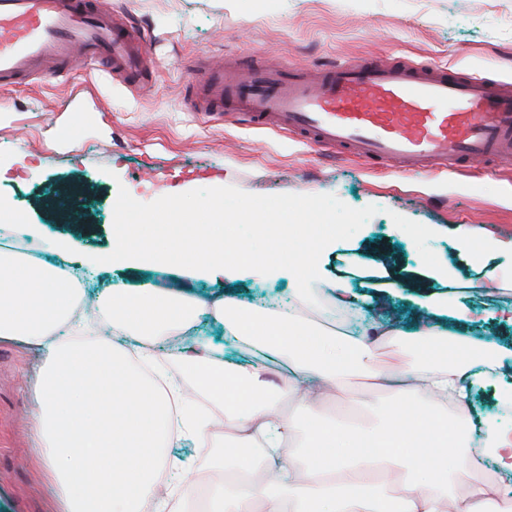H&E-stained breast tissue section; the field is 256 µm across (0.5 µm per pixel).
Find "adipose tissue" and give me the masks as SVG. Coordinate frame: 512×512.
Returning <instances> with one entry per match:
<instances>
[{
	"instance_id": "obj_1",
	"label": "adipose tissue",
	"mask_w": 512,
	"mask_h": 512,
	"mask_svg": "<svg viewBox=\"0 0 512 512\" xmlns=\"http://www.w3.org/2000/svg\"><path fill=\"white\" fill-rule=\"evenodd\" d=\"M202 307L231 342L272 352L284 385L268 388L263 363L230 362L213 342L186 338ZM300 328L290 310L272 317L183 293L116 288L89 309L73 271L0 245V344L30 358L32 463L52 512H171L174 500L216 501L222 512H512V466L476 475L478 462L512 449V420L484 415L469 431L445 415L468 411L486 345L460 346L445 364L401 359L392 385L374 358L375 342L395 335L383 322L307 341ZM181 335L156 358L157 343ZM353 378L387 389L385 427L363 436L344 421L314 425L321 451L309 457L306 414L343 399ZM228 431L242 443L231 459L218 451ZM184 445L213 449L223 482L174 479L166 451Z\"/></svg>"
}]
</instances>
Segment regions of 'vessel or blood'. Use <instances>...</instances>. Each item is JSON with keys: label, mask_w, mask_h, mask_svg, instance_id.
<instances>
[{"label": "vessel or blood", "mask_w": 512, "mask_h": 512, "mask_svg": "<svg viewBox=\"0 0 512 512\" xmlns=\"http://www.w3.org/2000/svg\"><path fill=\"white\" fill-rule=\"evenodd\" d=\"M91 59L104 71L137 73L149 50L104 0H0V87ZM198 112L237 115L258 129L283 128L323 148L405 172L458 175L512 162V86L435 64L342 60L326 67L197 72Z\"/></svg>", "instance_id": "1"}]
</instances>
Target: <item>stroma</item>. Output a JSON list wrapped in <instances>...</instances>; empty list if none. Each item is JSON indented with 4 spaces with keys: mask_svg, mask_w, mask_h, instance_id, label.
<instances>
[{
    "mask_svg": "<svg viewBox=\"0 0 512 512\" xmlns=\"http://www.w3.org/2000/svg\"><path fill=\"white\" fill-rule=\"evenodd\" d=\"M117 13L143 30L156 62L139 86L77 60L72 84L79 101L47 77L0 89V198L23 217V228H0V241L45 260L68 242L70 268L83 271L93 302L113 288L143 294L178 290L210 299L230 295L244 306L277 309L294 302L292 275L245 271L234 278L195 277L183 268L145 262L138 268L98 266L90 256L109 250L119 188L137 201L198 188L330 193L353 208L379 206L352 238L327 247L320 260L324 327L356 326L371 309L401 330L397 342L375 348L384 364L411 350L418 325L437 324L450 340L430 348L433 363L448 360L458 341L478 340L503 357L512 383V288L494 282L512 275V255L476 247L459 256L449 228L494 227L512 238V168L489 162L453 178L397 175L298 142L295 135L255 129L234 118L217 122L185 107L194 70L234 57L256 63L315 67L330 60L395 58L452 66L489 81L512 80V0H111ZM74 138H58L63 125ZM426 226H445L429 246L453 280L431 277L411 238L392 213ZM343 279L356 305L336 306L330 292ZM452 303L461 317H435ZM386 395L353 407L327 404L317 421L353 418L356 425L386 421ZM25 356L0 345V512H47L49 500L31 462Z\"/></svg>",
    "mask_w": 512,
    "mask_h": 512,
    "instance_id": "35a3bbf8",
    "label": "stroma"
}]
</instances>
